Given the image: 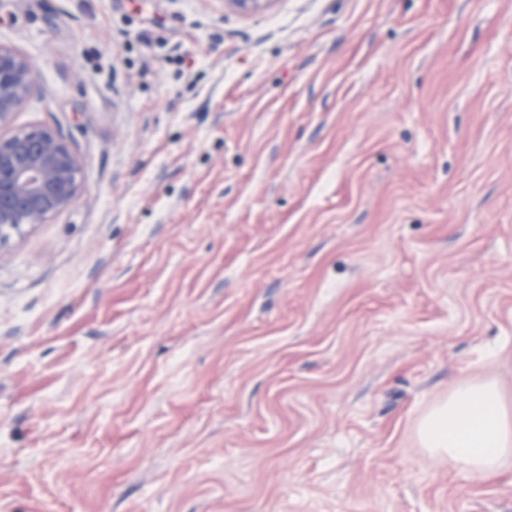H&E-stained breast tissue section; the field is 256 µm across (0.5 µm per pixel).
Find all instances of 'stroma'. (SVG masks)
I'll use <instances>...</instances> for the list:
<instances>
[{"instance_id":"1","label":"stroma","mask_w":512,"mask_h":512,"mask_svg":"<svg viewBox=\"0 0 512 512\" xmlns=\"http://www.w3.org/2000/svg\"><path fill=\"white\" fill-rule=\"evenodd\" d=\"M83 193L0 243V512H512L416 430L512 392V0H0Z\"/></svg>"}]
</instances>
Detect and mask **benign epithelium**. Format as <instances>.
<instances>
[{"label": "benign epithelium", "mask_w": 512, "mask_h": 512, "mask_svg": "<svg viewBox=\"0 0 512 512\" xmlns=\"http://www.w3.org/2000/svg\"><path fill=\"white\" fill-rule=\"evenodd\" d=\"M235 12L267 11L276 0H225ZM38 91L32 60L0 43V243L72 207L83 188L81 165L58 128L3 132Z\"/></svg>", "instance_id": "benign-epithelium-1"}]
</instances>
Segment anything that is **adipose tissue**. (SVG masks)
Instances as JSON below:
<instances>
[{"mask_svg":"<svg viewBox=\"0 0 512 512\" xmlns=\"http://www.w3.org/2000/svg\"><path fill=\"white\" fill-rule=\"evenodd\" d=\"M418 436L432 458L492 478L512 459V409L498 385H464L425 414Z\"/></svg>","mask_w":512,"mask_h":512,"instance_id":"ef3b65f1","label":"adipose tissue"}]
</instances>
